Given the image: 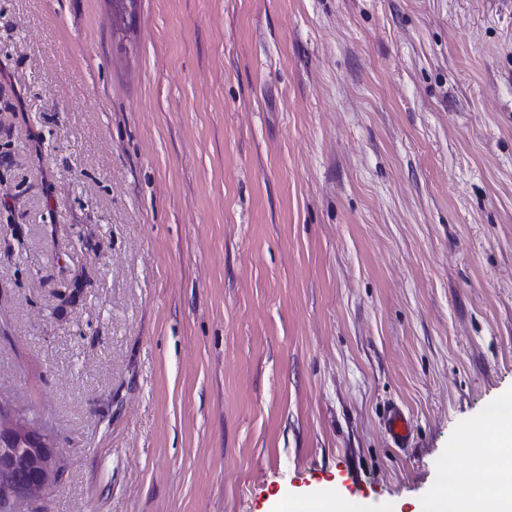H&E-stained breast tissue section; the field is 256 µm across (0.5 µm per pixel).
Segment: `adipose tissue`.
<instances>
[{
    "label": "adipose tissue",
    "instance_id": "1",
    "mask_svg": "<svg viewBox=\"0 0 512 512\" xmlns=\"http://www.w3.org/2000/svg\"><path fill=\"white\" fill-rule=\"evenodd\" d=\"M475 466H489L497 479L484 485L469 474L442 481L426 512H512V395L500 397L464 443Z\"/></svg>",
    "mask_w": 512,
    "mask_h": 512
}]
</instances>
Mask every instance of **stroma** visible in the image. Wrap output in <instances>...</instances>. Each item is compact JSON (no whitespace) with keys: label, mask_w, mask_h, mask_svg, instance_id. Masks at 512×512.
Returning a JSON list of instances; mask_svg holds the SVG:
<instances>
[{"label":"stroma","mask_w":512,"mask_h":512,"mask_svg":"<svg viewBox=\"0 0 512 512\" xmlns=\"http://www.w3.org/2000/svg\"><path fill=\"white\" fill-rule=\"evenodd\" d=\"M504 393L512 0H0L17 512H423ZM62 471L53 437L0 398V500L11 506L53 483ZM0 502V511L6 512ZM384 430L397 447L405 446L410 436V426L405 414L395 407L389 409L385 416ZM351 502L344 497L313 495L305 498H286L273 512H351Z\"/></svg>","instance_id":"35a3bbf8"}]
</instances>
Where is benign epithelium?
Returning a JSON list of instances; mask_svg holds the SVG:
<instances>
[{
  "label": "benign epithelium",
  "mask_w": 512,
  "mask_h": 512,
  "mask_svg": "<svg viewBox=\"0 0 512 512\" xmlns=\"http://www.w3.org/2000/svg\"><path fill=\"white\" fill-rule=\"evenodd\" d=\"M61 471L53 437L0 400V500L10 506L34 496L55 483Z\"/></svg>",
  "instance_id": "7a95c632"
}]
</instances>
